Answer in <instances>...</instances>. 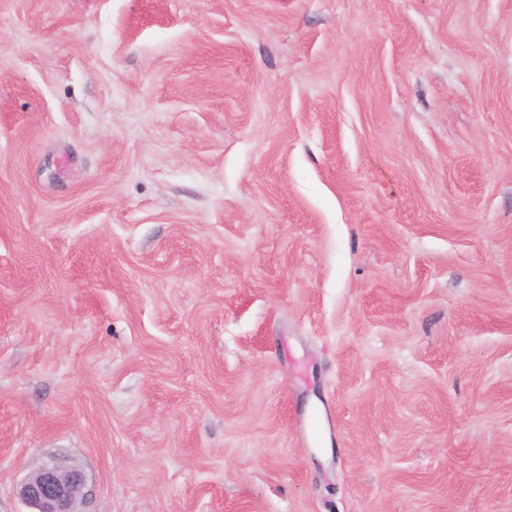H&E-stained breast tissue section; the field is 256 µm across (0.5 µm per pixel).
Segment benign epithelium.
Wrapping results in <instances>:
<instances>
[{"instance_id":"benign-epithelium-1","label":"benign epithelium","mask_w":512,"mask_h":512,"mask_svg":"<svg viewBox=\"0 0 512 512\" xmlns=\"http://www.w3.org/2000/svg\"><path fill=\"white\" fill-rule=\"evenodd\" d=\"M17 494L28 512H81L86 479L78 467L53 459L42 462L19 484Z\"/></svg>"}]
</instances>
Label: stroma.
<instances>
[{
    "label": "stroma",
    "instance_id": "obj_1",
    "mask_svg": "<svg viewBox=\"0 0 512 512\" xmlns=\"http://www.w3.org/2000/svg\"><path fill=\"white\" fill-rule=\"evenodd\" d=\"M512 512V0H0V512ZM87 493L83 471L57 459L42 462L17 489L26 512H84L77 504Z\"/></svg>",
    "mask_w": 512,
    "mask_h": 512
}]
</instances>
